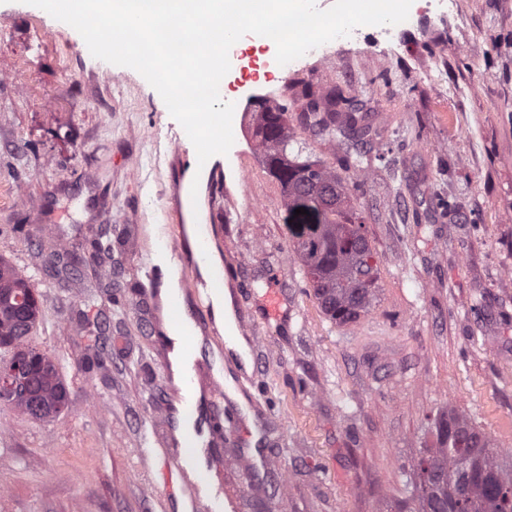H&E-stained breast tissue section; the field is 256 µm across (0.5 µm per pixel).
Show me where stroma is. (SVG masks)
Here are the masks:
<instances>
[{
  "instance_id": "obj_1",
  "label": "stroma",
  "mask_w": 512,
  "mask_h": 512,
  "mask_svg": "<svg viewBox=\"0 0 512 512\" xmlns=\"http://www.w3.org/2000/svg\"><path fill=\"white\" fill-rule=\"evenodd\" d=\"M385 43L376 26L332 40L331 57L226 84L238 100L241 164L220 192L202 188L222 268L253 285L234 296L261 341L250 371L284 430L262 454L286 490L268 485L246 512H378L401 501L434 419L465 414L512 458V0H456L440 15L416 0ZM276 94L297 119L301 92L339 87L367 122L398 132L351 145L370 158L357 191L379 268V293L358 322L325 318L288 246L278 183L254 147L248 101ZM182 126L134 69L93 57L72 27L24 0H0V255L42 295L29 343L55 356L69 412L51 421L0 402V512H189L150 487L145 416L165 396L152 322L130 296L141 254L188 242L174 212L188 167ZM456 206L435 212L433 196ZM112 240L100 266H37L42 247L84 252ZM280 286L283 315L261 297ZM105 360L85 371L87 342ZM99 410H90L91 400Z\"/></svg>"
}]
</instances>
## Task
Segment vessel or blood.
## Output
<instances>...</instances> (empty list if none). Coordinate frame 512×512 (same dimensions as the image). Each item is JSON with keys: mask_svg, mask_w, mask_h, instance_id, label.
Returning <instances> with one entry per match:
<instances>
[{"mask_svg": "<svg viewBox=\"0 0 512 512\" xmlns=\"http://www.w3.org/2000/svg\"><path fill=\"white\" fill-rule=\"evenodd\" d=\"M181 249L170 246L163 257L141 255L147 280H154L161 263L175 264ZM159 357L164 375L175 389L167 401L143 424V444L160 446L154 484L182 494L191 512H244L248 491L231 495L221 479L224 461L219 452L224 432L221 417L234 424V445L240 450L238 463L248 474L271 470L265 456L248 454L253 430H265L270 414L259 389L245 392L243 399L232 396L230 384L219 376L216 360L191 337L163 331Z\"/></svg>", "mask_w": 512, "mask_h": 512, "instance_id": "obj_1", "label": "vessel or blood"}]
</instances>
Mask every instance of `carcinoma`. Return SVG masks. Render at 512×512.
<instances>
[{"instance_id": "1", "label": "carcinoma", "mask_w": 512, "mask_h": 512, "mask_svg": "<svg viewBox=\"0 0 512 512\" xmlns=\"http://www.w3.org/2000/svg\"><path fill=\"white\" fill-rule=\"evenodd\" d=\"M312 96L320 107L306 119L319 128L321 143L334 149L358 134L380 135L352 111L351 100L342 90L333 87L316 95L305 94ZM277 108L276 112L253 110L254 139L267 170L278 171L275 179L288 214L291 251L303 266L323 314L337 325L353 323L369 312L379 280L356 207L364 159L347 155L336 168L302 158L303 142L288 119V107L279 103ZM307 173L336 191V206L324 208L316 197L303 192L302 178ZM297 208L308 213L296 217ZM18 309L23 312L27 333H32L42 315L41 295L28 277L0 256V352L36 361L43 406L35 415L28 399L19 394L3 402L31 418L51 420L68 411L66 385L55 359L17 335L14 312ZM434 427L437 447L423 449L415 466L413 485L418 494L405 499L396 512H512V468L498 462L488 436L452 411L436 419Z\"/></svg>"}]
</instances>
